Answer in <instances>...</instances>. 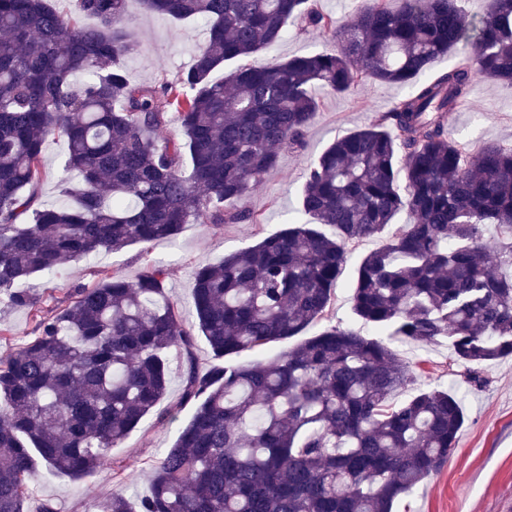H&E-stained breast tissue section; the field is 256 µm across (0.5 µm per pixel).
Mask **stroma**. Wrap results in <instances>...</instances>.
Returning a JSON list of instances; mask_svg holds the SVG:
<instances>
[{"label":"stroma","instance_id":"1","mask_svg":"<svg viewBox=\"0 0 512 512\" xmlns=\"http://www.w3.org/2000/svg\"><path fill=\"white\" fill-rule=\"evenodd\" d=\"M129 25L140 42L139 52L126 57L123 66L136 85H157L173 79L192 61L205 42L204 23H179L150 14L132 5ZM336 41L331 32L293 24L287 35L263 52L265 62H280L296 55L331 52ZM408 90L399 85L361 83L350 91L333 94L316 90L320 102L316 119L298 148L281 152L278 166L242 203L252 218L239 224H187L173 240L151 246L132 244L93 261L67 262L54 275H40L33 283L39 295L38 311L0 305V357L15 352L35 334L37 315L53 314L68 292L89 287L113 272L136 277L146 261L167 268V293L178 304L186 325H194L191 307L197 267L219 262L225 254L255 244L278 232L295 217L299 194L310 164L338 136L367 126L391 108ZM449 134L470 151L496 142L512 147V84L475 78L468 106L453 113ZM63 139H48L43 146L39 195L42 203L63 204ZM374 237L348 248L346 270L327 316L319 328L340 326L363 336L374 331L351 311L354 271L369 251L382 246ZM399 357L411 366L421 387H452L464 400L466 423L458 446L448 463L427 478L395 506V512H512V357L481 369L486 382L468 383V369L451 361L446 342L435 344L393 342ZM185 360L172 355L170 390L159 407L145 416L138 427L111 451L123 467L121 476L111 468L98 469L80 481L64 475H44L31 484L32 502L51 499L58 512H95L112 493L132 497L149 491L150 467L165 448L175 442L180 428L190 418L194 405L183 401Z\"/></svg>","mask_w":512,"mask_h":512}]
</instances>
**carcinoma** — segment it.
Here are the masks:
<instances>
[{
  "label": "carcinoma",
  "instance_id": "cac0c4a2",
  "mask_svg": "<svg viewBox=\"0 0 512 512\" xmlns=\"http://www.w3.org/2000/svg\"><path fill=\"white\" fill-rule=\"evenodd\" d=\"M387 0L343 24L312 0H140L143 11L202 19L208 37L189 68L135 85L128 0H0V302L38 310L30 281L69 260L177 237L186 224H239L240 203L301 144L319 102L365 81L406 96L311 164L299 213L278 233L195 273L196 327L212 357L193 361V330L149 262L119 272L41 316L37 335L0 359V512H25L44 466L82 479L110 461L167 393L170 356L186 355L183 400L197 405L152 464L150 491L98 512H393L448 463L465 422L450 389H415L387 343L332 326L269 361L224 359L300 335L329 310L348 246L406 221L355 271L353 313L386 336L448 340L482 366L512 356V147L476 153L447 133L482 77L512 83V0H490L466 24L458 0ZM90 18L91 26L79 19ZM300 20L329 30L334 53L237 67ZM448 71L419 82L438 58ZM86 75L80 84L76 74ZM175 114L182 139L156 133ZM67 144L81 187L39 202L47 138ZM508 239L492 254L489 228ZM410 391L402 401L398 394Z\"/></svg>",
  "mask_w": 512,
  "mask_h": 512
}]
</instances>
